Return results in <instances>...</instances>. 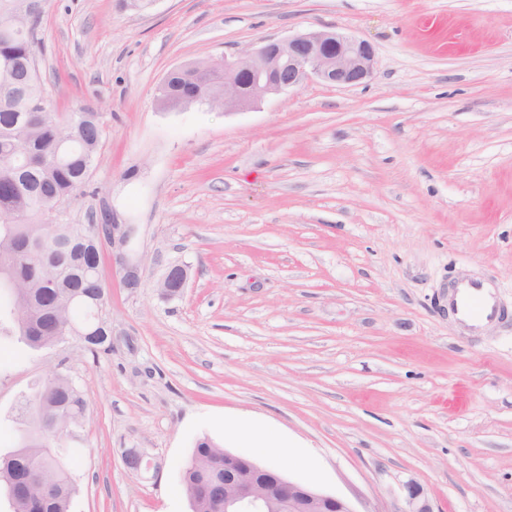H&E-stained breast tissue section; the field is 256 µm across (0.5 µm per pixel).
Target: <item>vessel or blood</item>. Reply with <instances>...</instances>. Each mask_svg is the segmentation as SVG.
I'll return each mask as SVG.
<instances>
[{
  "mask_svg": "<svg viewBox=\"0 0 512 512\" xmlns=\"http://www.w3.org/2000/svg\"><path fill=\"white\" fill-rule=\"evenodd\" d=\"M448 306L459 322L470 331L497 320L499 307L496 295L484 281L471 278L455 280L448 289Z\"/></svg>",
  "mask_w": 512,
  "mask_h": 512,
  "instance_id": "vessel-or-blood-1",
  "label": "vessel or blood"
}]
</instances>
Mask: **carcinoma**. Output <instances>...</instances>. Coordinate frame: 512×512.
Returning <instances> with one entry per match:
<instances>
[{"mask_svg": "<svg viewBox=\"0 0 512 512\" xmlns=\"http://www.w3.org/2000/svg\"><path fill=\"white\" fill-rule=\"evenodd\" d=\"M33 0H0V274L18 284L7 305L18 340L31 349L55 344L65 322L80 331L92 320L101 293L92 266L98 248L77 244L74 278L62 265L35 259L50 236L53 213L85 185L102 147L100 114L78 108L58 115L39 70L41 18L29 12ZM220 69L168 73L157 98L165 109L212 101L221 106ZM67 143L65 159L53 168L24 167ZM86 399L71 380L59 376L54 386L40 385L24 400L17 416L14 449L0 456V483L13 512H69L77 488L63 460L61 445L42 432L48 414L67 419L71 430L82 427ZM181 482L192 512H216L224 504V448L204 438L196 442Z\"/></svg>", "mask_w": 512, "mask_h": 512, "instance_id": "carcinoma-1", "label": "carcinoma"}]
</instances>
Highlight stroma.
Wrapping results in <instances>:
<instances>
[{
  "label": "stroma",
  "mask_w": 512,
  "mask_h": 512,
  "mask_svg": "<svg viewBox=\"0 0 512 512\" xmlns=\"http://www.w3.org/2000/svg\"><path fill=\"white\" fill-rule=\"evenodd\" d=\"M326 27L374 45L362 85L157 107L174 67ZM40 36L59 111L104 127L54 220L130 236L104 246L109 351L0 336V453L61 374L87 401L70 512H191L203 437L357 512H405L411 482L432 512H512V0H46ZM464 271L506 313L477 336L448 314ZM239 436L253 444V448H279L274 447L280 443L279 438L271 431H256L248 424H242L239 429Z\"/></svg>",
  "instance_id": "1"
}]
</instances>
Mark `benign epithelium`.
<instances>
[{"instance_id": "1", "label": "benign epithelium", "mask_w": 512, "mask_h": 512, "mask_svg": "<svg viewBox=\"0 0 512 512\" xmlns=\"http://www.w3.org/2000/svg\"><path fill=\"white\" fill-rule=\"evenodd\" d=\"M374 46L333 29L311 30L270 39L241 53L224 56V113L251 107L269 95L287 94L309 81L355 87L373 73ZM111 224H88L79 230L98 246L112 236ZM187 272L174 266L160 287L177 294ZM407 512H432L420 488L406 485ZM224 512H358L341 496L291 479L239 453L224 451Z\"/></svg>"}]
</instances>
